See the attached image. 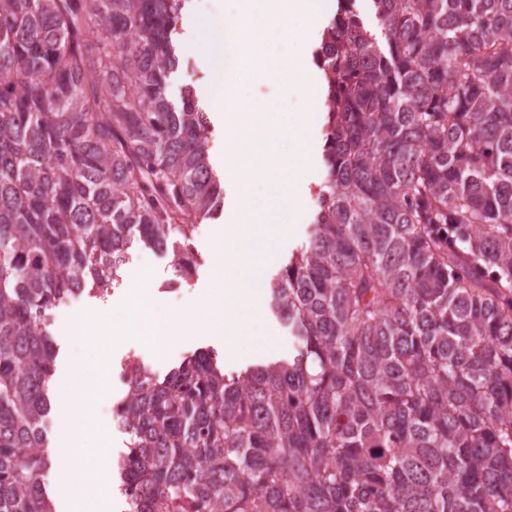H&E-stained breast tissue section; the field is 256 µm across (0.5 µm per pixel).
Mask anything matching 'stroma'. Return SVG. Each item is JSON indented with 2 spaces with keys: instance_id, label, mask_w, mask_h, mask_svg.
I'll return each instance as SVG.
<instances>
[{
  "instance_id": "1",
  "label": "stroma",
  "mask_w": 512,
  "mask_h": 512,
  "mask_svg": "<svg viewBox=\"0 0 512 512\" xmlns=\"http://www.w3.org/2000/svg\"><path fill=\"white\" fill-rule=\"evenodd\" d=\"M225 11H234L233 0H186L181 17L172 34L174 43L184 49L185 60L179 69L170 89L171 97H178L182 87L191 88L198 103L213 102L218 88L212 79L211 62L207 53L199 49L197 43L201 32L196 23L216 12L217 8ZM249 95L256 101L271 105L275 111L281 112L283 119H290L294 113L303 111V97L301 93H288L285 85L277 80L256 79L248 85ZM209 121V154L210 163L216 172H224V122L221 114L211 111L207 114ZM311 150L308 166L304 172V190L300 196L301 217L291 224L288 235L277 246V256L274 263L265 269L267 276L277 274L281 261L300 248L307 239L308 216L313 211L317 194L322 187L323 166L322 154L325 143L323 122L317 118H310L304 133ZM223 192V201L218 214L205 219L198 225L191 241V249L198 257L199 262L192 276L181 283L180 287L173 288L168 284L172 276V269L167 256L144 249L138 246L128 251L126 270L147 271L157 298V305L149 316L152 328H163L167 323L169 313L183 310L204 296L213 287V261L212 252L217 238V228L223 223L224 216L232 212L235 204L236 189L233 182L223 179L220 183ZM126 288L125 280H118L110 284L107 290L94 294L82 295L78 302H63L48 311L46 315L49 329L59 348L56 358L53 383L67 380L75 386L83 387L92 383L97 372L85 367L83 364L84 347L81 339L75 336L72 327L83 316L92 314L107 318L115 324L123 323L125 313L122 309V295ZM214 347L222 350V343H211L210 339H193L170 346L164 352H157L153 346L140 336H132L120 342L113 349L108 350L107 370L116 373L124 366L127 358L137 357L157 375H165L171 368L199 349ZM118 392L107 389L92 401V408L96 419L101 425L99 435L90 440V447L105 446L110 448L111 458H118L127 453L126 434L118 431L112 424L107 408L112 401L117 400ZM44 483L52 500L55 512H130L129 505H117L120 491H112L82 502L78 506H71L68 499L59 490L58 472L51 469L44 474Z\"/></svg>"
}]
</instances>
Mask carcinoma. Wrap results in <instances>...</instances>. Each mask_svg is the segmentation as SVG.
Wrapping results in <instances>:
<instances>
[{
    "label": "carcinoma",
    "mask_w": 512,
    "mask_h": 512,
    "mask_svg": "<svg viewBox=\"0 0 512 512\" xmlns=\"http://www.w3.org/2000/svg\"><path fill=\"white\" fill-rule=\"evenodd\" d=\"M185 0H0V512H54L45 314L220 206ZM338 0L323 187L269 282L292 351L126 365L138 512H512V0Z\"/></svg>",
    "instance_id": "1"
}]
</instances>
